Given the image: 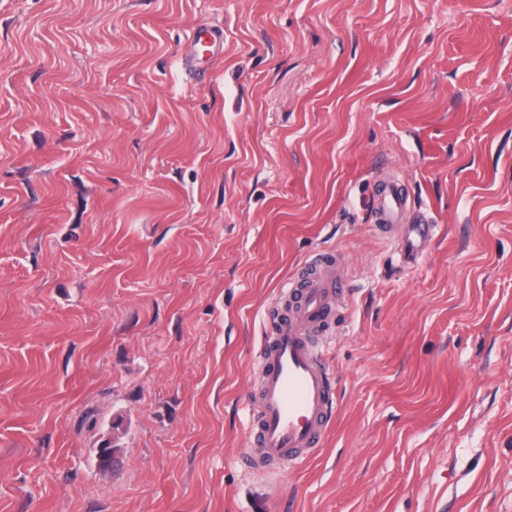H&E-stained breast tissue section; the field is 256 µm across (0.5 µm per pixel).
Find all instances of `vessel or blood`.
I'll list each match as a JSON object with an SVG mask.
<instances>
[{
  "instance_id": "obj_1",
  "label": "vessel or blood",
  "mask_w": 512,
  "mask_h": 512,
  "mask_svg": "<svg viewBox=\"0 0 512 512\" xmlns=\"http://www.w3.org/2000/svg\"><path fill=\"white\" fill-rule=\"evenodd\" d=\"M406 212L407 200L397 182L376 184L372 215L382 232L403 223ZM411 221L414 236L399 242L407 265L417 262L434 231L427 213H418ZM347 293L344 260L331 251L309 261L301 277L289 279L282 292L289 308L272 320L260 352L250 420L258 453L250 457V464L273 468L320 447L334 412V386L325 363L331 323L344 310Z\"/></svg>"
}]
</instances>
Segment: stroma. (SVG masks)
<instances>
[{
	"mask_svg": "<svg viewBox=\"0 0 512 512\" xmlns=\"http://www.w3.org/2000/svg\"><path fill=\"white\" fill-rule=\"evenodd\" d=\"M331 250L333 422L249 469ZM0 512H512V0H0ZM407 200L396 181L375 183L372 196V215L381 231L390 232L394 225L405 223ZM415 237L407 236L399 241V250L403 263L406 265L416 264L423 249L430 242L435 225L431 217L424 212L414 215L412 219Z\"/></svg>",
	"mask_w": 512,
	"mask_h": 512,
	"instance_id": "35a3bbf8",
	"label": "stroma"
}]
</instances>
